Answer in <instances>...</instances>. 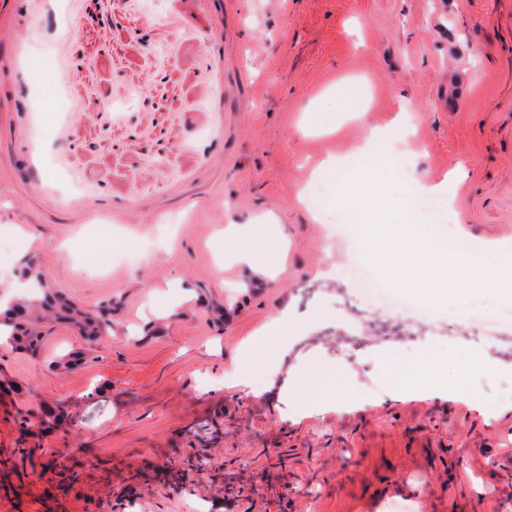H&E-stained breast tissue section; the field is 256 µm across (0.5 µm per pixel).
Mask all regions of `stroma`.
Listing matches in <instances>:
<instances>
[{
    "mask_svg": "<svg viewBox=\"0 0 512 512\" xmlns=\"http://www.w3.org/2000/svg\"><path fill=\"white\" fill-rule=\"evenodd\" d=\"M373 130L349 206L316 214L322 161ZM456 170L437 219L511 241L512 0H0V225L60 294L112 304L80 366L65 324L0 347V512H512V302L383 308L337 221ZM315 364L352 404L299 392ZM224 236L235 243L236 260L248 271L257 272L260 266L255 260L251 245V226L248 224H228Z\"/></svg>",
    "mask_w": 512,
    "mask_h": 512,
    "instance_id": "obj_1",
    "label": "stroma"
}]
</instances>
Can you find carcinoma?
Instances as JSON below:
<instances>
[{"label": "carcinoma", "instance_id": "1", "mask_svg": "<svg viewBox=\"0 0 512 512\" xmlns=\"http://www.w3.org/2000/svg\"><path fill=\"white\" fill-rule=\"evenodd\" d=\"M21 278L31 282V287L39 289L44 294V300L18 299L0 312V326L10 329L8 344L31 353L38 351L45 319L72 325L90 343L110 335L112 307L104 306L96 311H89L67 302L52 293L47 278L33 264L24 268Z\"/></svg>", "mask_w": 512, "mask_h": 512}]
</instances>
